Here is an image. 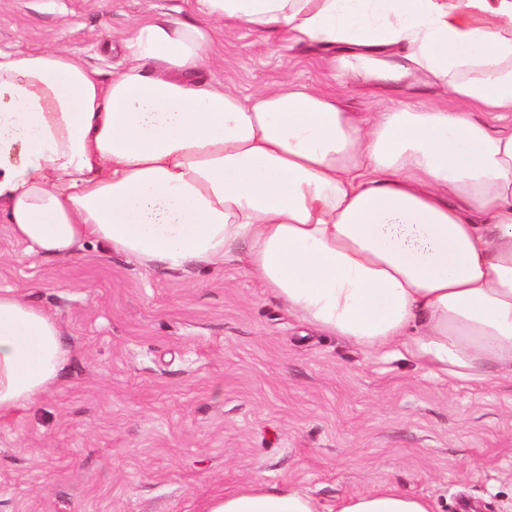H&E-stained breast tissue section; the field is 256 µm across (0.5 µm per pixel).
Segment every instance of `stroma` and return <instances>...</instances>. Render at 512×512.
<instances>
[{
    "label": "stroma",
    "mask_w": 512,
    "mask_h": 512,
    "mask_svg": "<svg viewBox=\"0 0 512 512\" xmlns=\"http://www.w3.org/2000/svg\"><path fill=\"white\" fill-rule=\"evenodd\" d=\"M194 0H0V50L60 48L111 78L135 22ZM319 45L216 25L203 79L240 94L290 80L373 116L439 88L365 87ZM51 312L69 359L34 406L0 416V512H203L255 483L321 512L390 485L435 512H512V381L434 376L403 347L301 322L243 270L169 272L86 242L28 256L0 223V289Z\"/></svg>",
    "instance_id": "35a3bbf8"
}]
</instances>
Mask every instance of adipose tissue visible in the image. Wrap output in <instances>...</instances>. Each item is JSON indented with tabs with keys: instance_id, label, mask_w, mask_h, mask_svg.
<instances>
[{
	"instance_id": "adipose-tissue-1",
	"label": "adipose tissue",
	"mask_w": 512,
	"mask_h": 512,
	"mask_svg": "<svg viewBox=\"0 0 512 512\" xmlns=\"http://www.w3.org/2000/svg\"><path fill=\"white\" fill-rule=\"evenodd\" d=\"M148 20L103 80L61 49L0 50V222L29 254L91 240L146 268L233 263L311 326L431 368L512 379V0H195ZM327 49L365 85L417 80L445 103L367 120L284 86L199 80L208 23ZM68 358L50 313L0 289V415L35 405ZM205 512H320L256 485ZM336 512H434L395 487Z\"/></svg>"
}]
</instances>
